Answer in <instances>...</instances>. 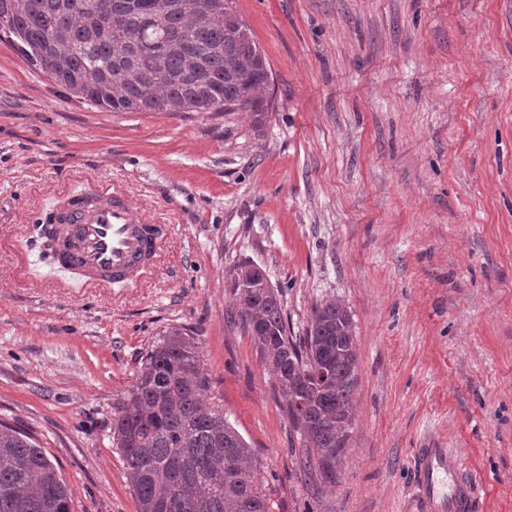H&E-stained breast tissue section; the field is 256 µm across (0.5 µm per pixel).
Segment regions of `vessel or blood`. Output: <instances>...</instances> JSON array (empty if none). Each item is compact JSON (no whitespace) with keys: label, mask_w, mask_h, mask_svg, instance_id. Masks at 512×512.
Instances as JSON below:
<instances>
[{"label":"vessel or blood","mask_w":512,"mask_h":512,"mask_svg":"<svg viewBox=\"0 0 512 512\" xmlns=\"http://www.w3.org/2000/svg\"><path fill=\"white\" fill-rule=\"evenodd\" d=\"M52 223L60 231L57 263L94 288L137 283L165 238L163 225L138 217L135 201L116 188L65 199ZM462 470L458 450L439 444L418 449L416 512H472L473 484Z\"/></svg>","instance_id":"b4317fda"}]
</instances>
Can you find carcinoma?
Listing matches in <instances>:
<instances>
[{
    "instance_id": "cac0c4a2",
    "label": "carcinoma",
    "mask_w": 512,
    "mask_h": 512,
    "mask_svg": "<svg viewBox=\"0 0 512 512\" xmlns=\"http://www.w3.org/2000/svg\"><path fill=\"white\" fill-rule=\"evenodd\" d=\"M0 0V34L32 67L112 112L269 111L271 68L233 0ZM238 323L274 374L306 459L336 476L354 425L355 324L339 300L288 335L283 294L250 263L228 271ZM196 346L171 330L147 353L112 417L140 512H270L243 437L206 405ZM66 483L38 439L0 421V512H70Z\"/></svg>"
}]
</instances>
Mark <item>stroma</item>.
Segmentation results:
<instances>
[{
    "label": "stroma",
    "instance_id": "stroma-1",
    "mask_svg": "<svg viewBox=\"0 0 512 512\" xmlns=\"http://www.w3.org/2000/svg\"><path fill=\"white\" fill-rule=\"evenodd\" d=\"M272 107L112 112L0 42V420L32 430L71 512H139L112 439L145 356L193 336L207 400L271 512H414L413 463L458 449L473 512H512V0H235ZM117 187L167 227L140 286L89 288L45 256L64 196ZM260 266L304 335L342 300L357 409L335 480L301 441L228 269Z\"/></svg>",
    "mask_w": 512,
    "mask_h": 512
}]
</instances>
